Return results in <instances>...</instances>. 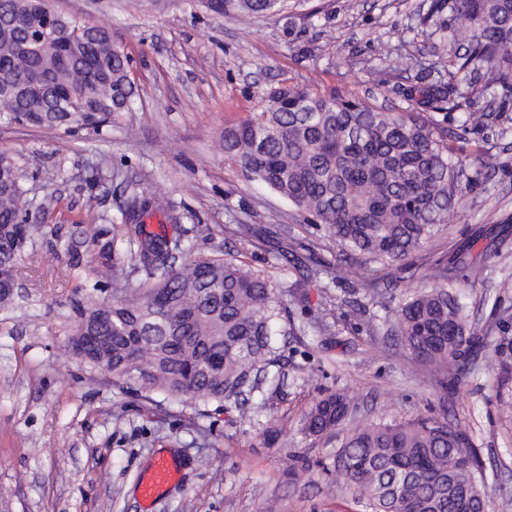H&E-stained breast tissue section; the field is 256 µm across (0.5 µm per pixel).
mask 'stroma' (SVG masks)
Masks as SVG:
<instances>
[{
	"label": "stroma",
	"mask_w": 512,
	"mask_h": 512,
	"mask_svg": "<svg viewBox=\"0 0 512 512\" xmlns=\"http://www.w3.org/2000/svg\"><path fill=\"white\" fill-rule=\"evenodd\" d=\"M50 5L110 30L131 59L136 96L122 123L98 133L0 121V152L24 175L31 216L55 229L17 263L18 297L0 306V512H140L138 479L162 455L182 477L149 512H368L328 470L347 426L317 439L298 432L336 390L350 395L356 422L447 419L483 462L486 512H512V91L486 94L473 77L471 106L490 115L478 129L461 128V111L434 112L453 153L490 148L497 165L457 198L431 246L384 268L377 296L360 288L358 261L340 260L302 212L224 157L225 125L282 84L416 111L407 89L449 82L458 67V50L440 39L456 24L446 0H278L247 22L213 15L203 0ZM141 191L170 204L147 217L148 230L183 235L198 255H233L282 287L285 381L260 417L154 405L66 353L78 289L110 287L113 268L95 261L75 276L65 254H91L89 224L112 241ZM242 224L261 236L242 238ZM464 244L467 265L452 275L477 344L460 359L464 375L446 380L401 346L386 318L426 268L451 263ZM270 426L279 432L271 445Z\"/></svg>",
	"instance_id": "stroma-1"
}]
</instances>
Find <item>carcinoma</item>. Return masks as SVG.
<instances>
[{"instance_id":"carcinoma-1","label":"carcinoma","mask_w":512,"mask_h":512,"mask_svg":"<svg viewBox=\"0 0 512 512\" xmlns=\"http://www.w3.org/2000/svg\"><path fill=\"white\" fill-rule=\"evenodd\" d=\"M277 0H220L215 7L244 15L272 9ZM457 23L448 39L465 49L452 78L409 89L407 97L432 112L445 110L450 92L482 75L494 93L512 83V0H448ZM27 16L19 0H0V91L26 81L32 60L17 44ZM62 36L72 48L57 75L35 88L21 104L0 96V119L36 126L66 125L100 132L99 108L72 100L64 112L58 90L76 83L97 89L115 118L131 111L135 86L129 59L103 36L75 31L83 25L62 19ZM224 155L244 176L257 180L298 210L343 249L366 257L359 285L377 293L372 264L402 261L430 243L456 198L469 167L489 169V150L472 160L453 155L430 120L416 112H381L356 100L324 97L282 85L270 90L260 110L224 128ZM18 167L0 154V260L4 278L46 226L30 219V202ZM158 196L133 195L122 212V241L142 274L138 288H114L101 298L97 288L75 300L76 324L102 337V348L81 359L117 381H133L141 396L176 398L203 414L204 408L257 416V393L278 392L281 360L275 328L287 307L278 284L264 269L233 258L196 257L181 237L154 233L141 221L161 211ZM429 285L414 289L393 309L390 323L417 359L454 377L471 344L458 285L440 265L424 275ZM349 398L331 393L302 421L309 437L327 434L348 414ZM472 460L452 472L454 462ZM336 479L354 489L370 512H470L486 505L480 460L468 437L435 418L418 422L368 423L355 427L336 455Z\"/></svg>"}]
</instances>
